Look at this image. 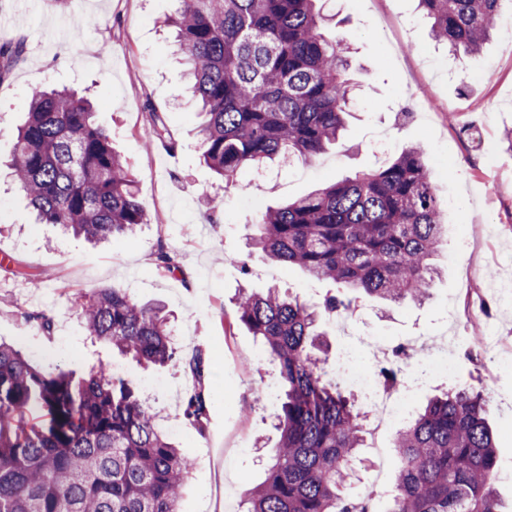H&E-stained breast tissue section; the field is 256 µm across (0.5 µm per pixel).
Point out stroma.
I'll return each instance as SVG.
<instances>
[{
    "mask_svg": "<svg viewBox=\"0 0 512 512\" xmlns=\"http://www.w3.org/2000/svg\"><path fill=\"white\" fill-rule=\"evenodd\" d=\"M173 0H0V43L23 40V62L0 79V340L18 345L36 365L82 372L102 362L130 386L167 380L172 389L152 405L163 424L182 415L190 380L182 366H144L87 336L75 306L78 295L104 286L128 289L140 304H162L173 339L183 350L210 357V409L206 428L175 434L192 469L180 512H210L231 494L223 512H239L248 489L262 481L276 448L280 382L268 355L242 326L224 332V314L239 287L265 291L276 284L319 305L332 284L303 269L249 252L258 210L303 197L331 182L374 170L408 147H426L444 205L448 239L435 257L439 275L423 304L385 306L363 299L349 316L352 329L393 346L408 337L431 340L465 333L477 316L512 347V310L487 290L482 268L512 282V48L502 30L476 55H451L437 45L417 0H327L351 43L356 85L343 138L309 163L275 162L241 170L225 185L201 158L198 117L176 96L182 67L164 21ZM87 93L97 122L128 163L139 199L150 216L124 242L93 245L38 224L3 161L16 144L32 85ZM425 92L426 109L410 111ZM166 126L165 139L147 142L152 114ZM166 248L178 267L158 271L154 255ZM249 254L248 269L238 258ZM49 315L51 331L27 322L26 313ZM454 374L428 379L415 397L423 405L454 384L497 391L486 418L495 434L505 512H512V382L497 381L494 352L456 353ZM395 427L382 436L384 461L360 450L363 465L347 491L363 493L374 478L375 512H386L396 477Z\"/></svg>",
    "mask_w": 512,
    "mask_h": 512,
    "instance_id": "1",
    "label": "stroma"
}]
</instances>
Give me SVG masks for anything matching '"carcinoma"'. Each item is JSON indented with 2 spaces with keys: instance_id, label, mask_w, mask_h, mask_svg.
I'll return each instance as SVG.
<instances>
[{
  "instance_id": "carcinoma-1",
  "label": "carcinoma",
  "mask_w": 512,
  "mask_h": 512,
  "mask_svg": "<svg viewBox=\"0 0 512 512\" xmlns=\"http://www.w3.org/2000/svg\"><path fill=\"white\" fill-rule=\"evenodd\" d=\"M169 17L199 103L205 163L231 183L276 158L316 159L348 114L350 44L328 28L322 0H177ZM434 37L476 54L503 0H418ZM22 41L0 44V79ZM418 144L371 172L326 185L254 223L252 245L271 260L336 284L317 310L276 286L238 290L236 324L278 362L280 442L243 512H366L344 494L364 446L361 410L313 355L317 322L375 297L420 302L437 274L443 205ZM10 169L40 224L88 241L131 236L147 223L136 180L74 92L30 88ZM87 333L145 365L182 362L193 381L185 420L204 430L209 361L175 346L157 305L120 287L75 301ZM483 390L455 387L428 400L397 432V476L387 512H502L497 452ZM192 467L153 407L98 364L77 378L44 370L0 343V512H179Z\"/></svg>"
}]
</instances>
